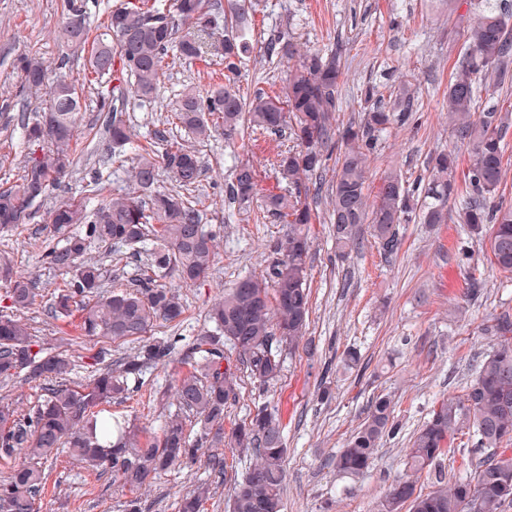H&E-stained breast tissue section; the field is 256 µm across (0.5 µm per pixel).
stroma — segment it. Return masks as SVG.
<instances>
[{
    "label": "stroma",
    "mask_w": 512,
    "mask_h": 512,
    "mask_svg": "<svg viewBox=\"0 0 512 512\" xmlns=\"http://www.w3.org/2000/svg\"><path fill=\"white\" fill-rule=\"evenodd\" d=\"M66 0H0V187L12 184L23 171L29 149L20 136L3 132L7 120L34 115L40 100L28 95L13 68L23 52L40 54L49 62L65 61L75 82L84 80V54L59 38ZM291 37L312 50L342 54L344 79L339 88L338 123L356 120L365 108L362 91L376 86L375 104H389L403 76H414L417 110L381 136L368 163L366 192L375 195L385 172H401L407 187L421 190L427 182V163L448 150L459 155L460 169L468 167V150L448 127V79L463 47L462 37H449L448 15L434 0H259L249 41L253 48L239 65L245 92H282L286 65L264 56L271 39ZM224 81V63L166 60L152 104L129 102L127 116L139 144L184 139L168 117L181 93L194 89L209 97ZM78 120L77 163L59 188L32 207V219L15 233L0 237V255L10 257L15 270L35 277L40 297L23 318L34 328L43 347L66 349L75 365L70 386L92 377L90 358L100 348L119 358L136 350L133 342L89 341L79 336L78 316L55 318L50 304L62 282L45 260L44 226L61 200L80 198L92 177L110 192L128 188L131 156L114 157L98 112L97 92L85 89ZM287 137L263 134L246 147L261 192L276 191L271 161L288 146ZM194 147L202 165L195 195L202 222L219 234L217 256L209 277L181 288L186 307L180 325H157L155 336L177 342L178 351L191 347L207 331V311L224 289L248 273H261L280 242L279 223L259 220L260 200L242 206L231 200V165L224 136L213 133ZM316 221L311 226L308 259L311 291L310 323L305 336L281 351L282 377L268 400L285 426L287 458L283 492L284 512H375L392 481L405 472L409 438L435 401L462 395L470 376L469 361L491 350L494 337L484 335L490 320L512 312V277H505L487 260L481 244H473L466 266H458L459 227L448 224H404L401 246L386 255L371 236L358 249L341 256L336 251L326 196H309ZM88 255L107 272L108 286L125 287L141 278L144 256L125 251L113 254L90 243ZM480 278L485 296L471 303L466 314L453 313L463 303L469 277ZM360 355L357 367L343 364L347 351ZM183 366L173 360L147 371L129 385L125 399L107 409L126 419L144 435L159 433L166 415L175 411L170 388ZM329 388L331 399L320 397ZM390 396L402 433L384 439L369 470L351 478L336 472L333 460L345 440L361 423L378 395ZM208 450L200 448L193 462L162 471L139 491L142 512H177L179 499L201 482L211 496L204 512H227L233 481L253 461L252 456L225 447L226 475L216 478L207 467ZM47 482L37 499L36 512H124L128 490L111 472H92L68 454L45 462Z\"/></svg>",
    "instance_id": "stroma-1"
}]
</instances>
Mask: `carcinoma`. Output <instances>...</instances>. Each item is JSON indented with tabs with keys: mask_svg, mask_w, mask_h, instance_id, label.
I'll use <instances>...</instances> for the list:
<instances>
[{
	"mask_svg": "<svg viewBox=\"0 0 512 512\" xmlns=\"http://www.w3.org/2000/svg\"><path fill=\"white\" fill-rule=\"evenodd\" d=\"M211 0H129L108 15L112 39L90 40L82 0H68L60 38L76 49L88 50L87 69L96 83L121 72L133 78L130 93L139 105L150 104L163 75L165 57L197 61L212 55L224 59L228 72L223 85L203 101L192 89L176 103L174 120L196 140L220 130L235 158L230 196L252 201L259 193L254 164L240 157L242 130L277 133L290 130L292 146L272 163L280 192L264 196L262 213L285 225L277 257L259 275L240 278L215 299L208 310L212 329L196 338L192 349L201 358L183 364L176 376L174 396L179 412L167 415L160 435L142 438L135 426L104 415V405L125 397L130 379H141L151 365L165 364L176 355V341L155 338L159 322L181 320L185 306L180 294L162 283L176 276L191 286L209 277L217 255L216 235L201 224L200 211L184 195L196 188L201 162L194 148L179 141L158 149L134 144L126 116V102L102 92L100 111L113 151L129 146L137 151L130 170L131 186L123 194H105L95 178L84 197L68 199L49 215L47 263L64 278V289L54 296L52 312L67 318L80 312V335L114 342L140 340L142 346L112 363L109 349L92 357L93 378L70 389L66 385L72 361L64 350L37 346L28 324L16 313L36 304L37 282L16 274L9 258L0 257V285L7 289L11 313H0V381L22 375L43 391L29 413L0 398V458L20 459L0 479V512H35L36 497L47 476L42 464L59 449L96 471H112L122 487L142 489L150 478L193 458L186 415L194 418L210 448L209 468L225 475L224 417L236 400L238 365L246 367L262 391L274 388L283 362L276 344L293 346L304 335L310 313L306 288L310 226L316 220L302 199L309 180L322 174L337 153L329 205L336 248L342 254L358 248L363 225L384 252L400 246L398 225L446 224L448 204L455 206L456 223L466 226L457 255L468 256L470 244L487 239L490 263L512 275V204L496 198L504 174L505 138L512 129V102L480 110L482 92H494L512 80V12L497 0H478L474 17L463 31L464 52L455 61L448 81V126L466 143L469 165L465 187L457 180L458 156L439 153L427 166L423 195H415L404 178L390 171L381 179L374 199L366 193L368 160L379 137L397 122V113L412 108L417 88L400 83L388 107L372 106L360 122L340 127L334 117L343 76L338 52L302 50L291 39L267 47L288 61L283 96L257 93L248 99L237 85L238 62L250 50L247 35L256 0H227L229 16L219 24ZM15 66L23 88L44 98L34 117H21L25 142L39 147L16 184L0 188V235L12 233L31 219L34 203L45 198L69 172L75 161L81 94L62 72L33 53L19 55ZM177 184L176 193L155 188L159 172ZM114 251L135 249L153 242L151 274L132 288L101 291L102 268L87 257L91 242ZM483 331L497 339L496 347L473 360V377L461 396L443 398L414 431L407 451L409 474L391 485L378 512H503L512 502V314L505 311ZM237 354L224 356V346ZM402 424L394 404L378 396L363 422L333 460L336 471L356 477L372 464L383 438L397 436ZM467 436L473 448L490 455L448 480L444 457L456 435ZM235 447L253 452L254 463L234 484L230 512H283L282 483L287 452L282 425L265 402L232 432ZM432 477V490L417 489L422 474ZM210 484L203 482L183 496L179 512H204Z\"/></svg>",
	"mask_w": 512,
	"mask_h": 512,
	"instance_id": "1",
	"label": "carcinoma"
}]
</instances>
